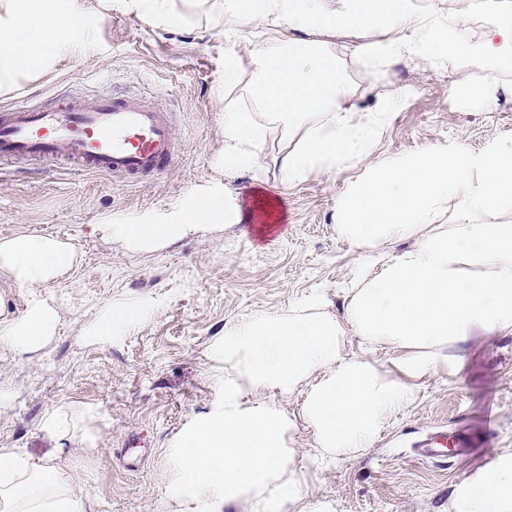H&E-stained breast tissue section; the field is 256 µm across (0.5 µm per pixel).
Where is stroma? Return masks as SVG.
I'll return each mask as SVG.
<instances>
[{"mask_svg":"<svg viewBox=\"0 0 512 512\" xmlns=\"http://www.w3.org/2000/svg\"><path fill=\"white\" fill-rule=\"evenodd\" d=\"M223 0H168L175 23L80 0L87 45L50 65L0 82V111L25 100L40 109L60 98L90 104L132 95L173 116L183 157L163 178L131 184L84 174L64 162H0V237L19 232L72 241L80 264L51 288L59 311L56 336L20 354L0 345V448L39 458L55 451L45 415L69 405L92 412L93 446L65 445L61 465H79L91 512H175L166 495L170 453L198 416L224 402V367L211 349L226 328L259 313H277L315 298L344 318L348 288L366 254L336 232L337 205L375 166L402 162L428 148L478 154L512 141V71L455 61L426 64L411 56L355 55L346 34L329 35L356 116L387 118L372 147L334 169L289 182L282 167L308 129L270 123L250 169L224 175V110L263 120L252 94V51L266 27L242 28L238 81L224 83ZM500 90L485 108L466 107L452 80ZM224 192L242 220L207 237H189L152 254H132L93 235V225L137 220L169 223L189 195ZM282 219L265 236L259 195ZM132 306L141 322L102 336L108 307ZM459 373L417 380L415 402L389 418L370 448L316 468L313 434L301 397L269 390L294 423L290 445L301 477L302 512L315 499L326 512H448L461 479L512 450V333H476ZM460 427L481 443L465 459L428 460L416 446L429 434Z\"/></svg>","mask_w":512,"mask_h":512,"instance_id":"stroma-1","label":"stroma"}]
</instances>
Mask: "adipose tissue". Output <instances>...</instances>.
Listing matches in <instances>:
<instances>
[{
  "instance_id": "adipose-tissue-1",
  "label": "adipose tissue",
  "mask_w": 512,
  "mask_h": 512,
  "mask_svg": "<svg viewBox=\"0 0 512 512\" xmlns=\"http://www.w3.org/2000/svg\"><path fill=\"white\" fill-rule=\"evenodd\" d=\"M322 2L224 0L225 84L238 78L239 30L258 18L274 29L349 32L356 52L367 58L406 51L429 64L452 59L512 70V8L502 0H448L443 19L420 16L412 0H348L336 13ZM10 10V18L0 19V81L86 41L77 0L62 8L56 0H12ZM472 14L487 21L476 45L463 27ZM376 27L389 35L379 47L368 40ZM254 62L253 95L267 121L310 124L282 161L289 182L336 167L378 136L380 114L358 118L347 107L328 43L272 36ZM264 132L251 113L225 111V172L251 165ZM445 212L449 223H439ZM239 221V211L227 210L223 194L213 193L181 202L173 224L111 222L92 231L129 251L150 253ZM336 229L372 254L396 239L413 245L377 271L359 270L344 319L309 303L225 330L213 351L224 365V403L171 452L167 496L181 512H224L241 499L253 512H286L299 500L301 480L289 446L293 423L274 403L258 399L259 391L302 396L316 458L339 460L370 447L386 420L414 401V380L460 372L464 357L455 348L474 331L512 333V143L478 155L428 149L377 167L342 201ZM77 261L75 246L54 235L0 238V281L29 291L23 315L0 317V344L29 353L53 338L58 311L44 291ZM349 333L360 354L345 353ZM388 349L401 353L394 376L376 357ZM0 512H87V500L56 455L36 459L0 448ZM448 512H512V452L461 480Z\"/></svg>"
}]
</instances>
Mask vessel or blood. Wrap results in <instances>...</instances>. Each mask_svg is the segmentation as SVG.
I'll list each match as a JSON object with an SVG mask.
<instances>
[{
  "mask_svg": "<svg viewBox=\"0 0 512 512\" xmlns=\"http://www.w3.org/2000/svg\"><path fill=\"white\" fill-rule=\"evenodd\" d=\"M66 157L78 170L152 179L181 153L168 113L138 99L69 100L48 112L19 106L0 113V160ZM477 441L464 430L439 431L417 452L431 459L464 457Z\"/></svg>",
  "mask_w": 512,
  "mask_h": 512,
  "instance_id": "vessel-or-blood-1",
  "label": "vessel or blood"
}]
</instances>
